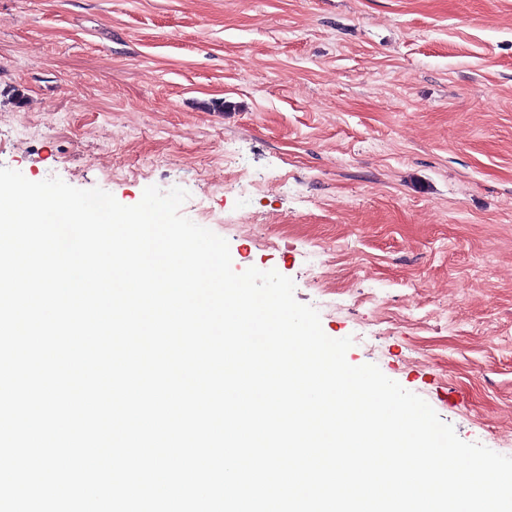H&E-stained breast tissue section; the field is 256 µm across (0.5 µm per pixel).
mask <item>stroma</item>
Listing matches in <instances>:
<instances>
[{
    "mask_svg": "<svg viewBox=\"0 0 512 512\" xmlns=\"http://www.w3.org/2000/svg\"><path fill=\"white\" fill-rule=\"evenodd\" d=\"M0 167L185 189L236 272L512 456V0H0Z\"/></svg>",
    "mask_w": 512,
    "mask_h": 512,
    "instance_id": "35a3bbf8",
    "label": "stroma"
}]
</instances>
